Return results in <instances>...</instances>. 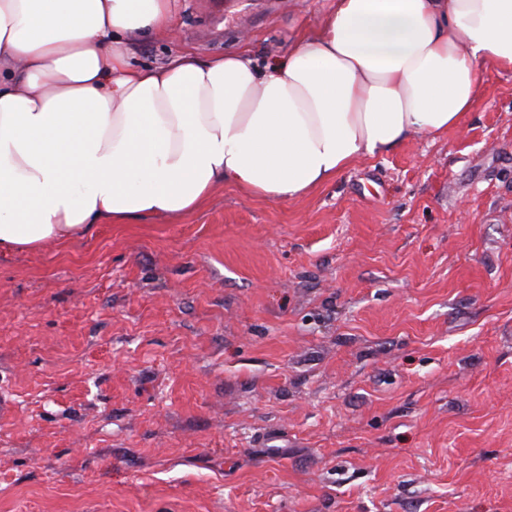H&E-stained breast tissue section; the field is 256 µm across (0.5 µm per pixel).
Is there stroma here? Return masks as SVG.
Here are the masks:
<instances>
[{
	"instance_id": "1",
	"label": "stroma",
	"mask_w": 512,
	"mask_h": 512,
	"mask_svg": "<svg viewBox=\"0 0 512 512\" xmlns=\"http://www.w3.org/2000/svg\"><path fill=\"white\" fill-rule=\"evenodd\" d=\"M330 0H179L287 52ZM0 512H512V71L306 197L0 253Z\"/></svg>"
}]
</instances>
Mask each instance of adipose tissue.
<instances>
[{"label":"adipose tissue","mask_w":512,"mask_h":512,"mask_svg":"<svg viewBox=\"0 0 512 512\" xmlns=\"http://www.w3.org/2000/svg\"><path fill=\"white\" fill-rule=\"evenodd\" d=\"M176 0H0V252L95 224L179 221L224 184L301 198L471 109L512 70V0H335L264 64L135 63Z\"/></svg>","instance_id":"1"}]
</instances>
